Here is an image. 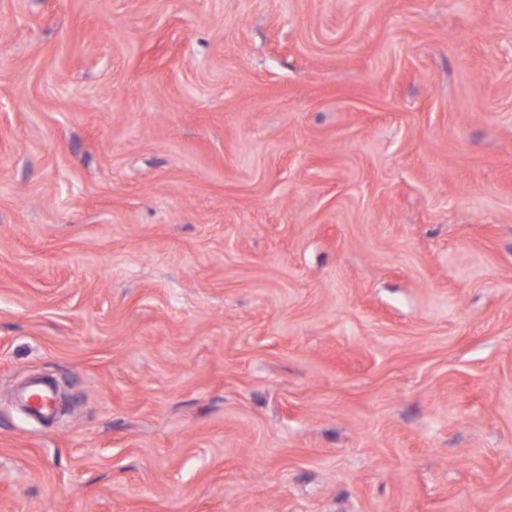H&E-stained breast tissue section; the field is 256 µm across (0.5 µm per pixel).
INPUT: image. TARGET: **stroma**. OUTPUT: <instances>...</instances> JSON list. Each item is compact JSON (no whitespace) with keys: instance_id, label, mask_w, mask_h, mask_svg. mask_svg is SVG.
Listing matches in <instances>:
<instances>
[{"instance_id":"1","label":"stroma","mask_w":512,"mask_h":512,"mask_svg":"<svg viewBox=\"0 0 512 512\" xmlns=\"http://www.w3.org/2000/svg\"><path fill=\"white\" fill-rule=\"evenodd\" d=\"M0 512H512V0H0Z\"/></svg>"}]
</instances>
